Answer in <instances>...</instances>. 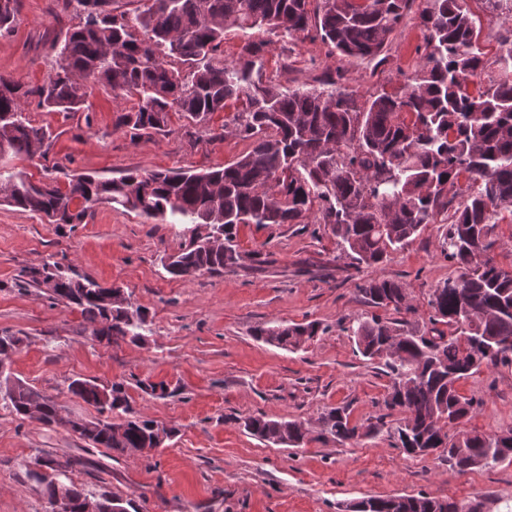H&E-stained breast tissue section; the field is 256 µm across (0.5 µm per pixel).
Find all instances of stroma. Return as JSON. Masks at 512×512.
Here are the masks:
<instances>
[{
	"label": "stroma",
	"instance_id": "obj_1",
	"mask_svg": "<svg viewBox=\"0 0 512 512\" xmlns=\"http://www.w3.org/2000/svg\"><path fill=\"white\" fill-rule=\"evenodd\" d=\"M468 5L483 52L494 56L512 21L491 16L485 0ZM73 23L62 0H18L11 31L0 33V76L25 87L41 85ZM421 43L417 19L407 17L384 64H347V91L360 101L377 90L397 91L411 75ZM326 53L321 42L307 41L287 56L276 43L265 55V73L287 88H313L331 63ZM22 106L32 125L48 131L51 149L44 158L10 156L6 163L35 182L52 165L102 179L130 169L202 172L236 162L249 148L237 136L221 135L220 112L206 126L175 113L167 131L132 140L119 118L137 109V97L92 82L81 111L49 112L34 97ZM444 231V225H427L383 263L356 269L339 258L335 237L314 217L301 224H242V268L182 279L165 270L162 258L188 243L185 225L107 203L83 223L52 224L0 204V336L22 340L10 357L12 377L49 397L72 420L97 415L69 391L72 380L119 384L137 415L173 430L161 448L120 455L65 428L17 418L0 399V512H47L45 488L34 478L41 461L67 470L93 493L132 501L137 512H347L363 497L421 492L477 498L485 512H504L512 504V463L457 473L435 455L409 456L388 434L403 418L397 410L387 428L346 446L313 433L305 445L289 448L251 436L239 424L258 414L314 424L341 407L351 424L375 425L390 379L381 364L357 353L344 327L375 315L358 288L380 278L407 289L415 307L407 319L428 331L432 289L457 274L439 247ZM47 261L122 288L133 306L147 312L144 341L99 343L78 311L22 287V271ZM272 321H315L322 332L286 350L253 336ZM160 381L165 394L145 391V383ZM458 391L479 402L465 429L491 435L512 428V367L481 369Z\"/></svg>",
	"mask_w": 512,
	"mask_h": 512
}]
</instances>
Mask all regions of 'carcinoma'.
<instances>
[{"mask_svg":"<svg viewBox=\"0 0 512 512\" xmlns=\"http://www.w3.org/2000/svg\"><path fill=\"white\" fill-rule=\"evenodd\" d=\"M111 3L64 0L80 22L67 29L56 67L42 85L24 91L0 76V156L45 155L49 134L23 116L21 98L34 95L49 112H77L89 80L138 97V109L120 118L138 136L167 130L173 111L205 125L239 102L242 109L225 118L221 130L249 141V151L229 166L199 173L133 169L112 179L81 174L64 184L49 176L34 183L1 166L0 202L53 224H79L101 202L147 219L191 224L188 245L164 260L167 272L181 278L238 266L240 224H302L313 211L353 265L371 267L442 218L448 229L441 252L460 274L429 295L431 335L400 317L379 315L351 321L344 330L357 352L381 361L390 378L384 406L404 414L396 434L405 453L424 456L432 448L458 473L512 463V429L493 435L444 431L474 410V400L458 392L461 380L483 367L512 366V269L493 256L503 212L512 217V34L499 39L489 63L467 0H148L132 17ZM16 4L0 0L1 32L11 30ZM412 13L423 50L396 93L378 90L360 104L340 85L339 67L320 89L285 88L263 73L264 54L275 39L291 45L318 39L329 57L384 62L393 34ZM230 31L241 45L228 61L224 39ZM25 275L36 288L54 280L51 297L74 306L94 325L98 341L143 339L145 312L109 300L111 288L49 262ZM358 291L373 307L414 311L399 283L369 279ZM318 331L313 322L273 323L255 328L253 336L296 349ZM68 389L103 417L67 420L50 398L20 380L7 395L8 406L20 418L35 411L44 424L65 427L96 448L139 453L153 447L156 422L134 415L122 386L75 379ZM116 410L125 417L112 422L105 412ZM319 423V438L339 445L373 433L350 424L341 408L323 413ZM243 428L288 447L301 446L309 434L306 422L263 416L245 419ZM60 491L74 512L91 496L69 476L46 481L48 498ZM481 505L478 499L393 495L363 498L350 508L478 512Z\"/></svg>","mask_w":512,"mask_h":512,"instance_id":"carcinoma-1","label":"carcinoma"}]
</instances>
